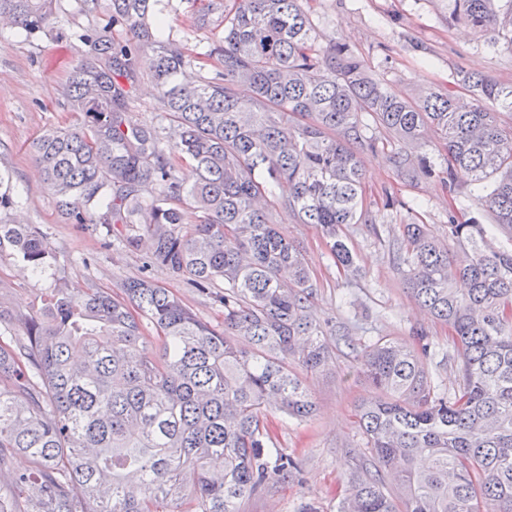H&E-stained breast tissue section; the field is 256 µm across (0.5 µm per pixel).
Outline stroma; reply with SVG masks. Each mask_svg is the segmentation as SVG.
I'll return each instance as SVG.
<instances>
[{
  "label": "stroma",
  "instance_id": "35a3bbf8",
  "mask_svg": "<svg viewBox=\"0 0 512 512\" xmlns=\"http://www.w3.org/2000/svg\"><path fill=\"white\" fill-rule=\"evenodd\" d=\"M59 5L54 32L27 34L0 26V173L5 176L0 189L12 199L10 207L0 210V221L39 227L52 252L45 272L38 275L12 258L0 260V306L25 312L60 283L75 293L88 288L114 290L126 279L147 275L201 319L222 325L221 309L186 279L158 268L145 269L144 253L121 247L106 237L104 229L65 223L53 195L37 177L33 142L47 131L75 129L83 123L81 113L64 103L60 89L86 51L76 33L90 19L73 14L72 0H59ZM307 6L324 38L347 43L397 94L450 90L470 102L473 93L459 82L466 72L512 83V51L489 47L450 24L447 0H307ZM160 7L161 39L195 50L211 37V27L192 25L190 0H161ZM58 30L63 31V39L55 38ZM130 110L139 121L160 119L159 93L148 63L140 65ZM363 165L365 203L375 221L345 228L355 268L346 271L337 264L313 225L295 223L282 214L276 217L283 234L300 246L317 281V316H343L347 337L339 342L335 369L307 378L317 405L313 418L302 423L281 414L272 418L277 447L303 463L302 481L271 484L243 499L240 512H337L345 474L369 456L354 422V409L373 391L352 364L354 348L369 338L396 336L409 341L414 331L425 330L441 347L430 360V369L445 387L456 384L448 328L433 322L410 297L393 265L392 244L400 225L413 221L429 225L435 236L444 238L449 213H456L463 223L481 220L476 203L481 191L461 171L455 177L453 199L435 177L405 185L381 152L364 155Z\"/></svg>",
  "mask_w": 512,
  "mask_h": 512
}]
</instances>
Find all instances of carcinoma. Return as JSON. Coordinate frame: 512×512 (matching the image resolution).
Wrapping results in <instances>:
<instances>
[{
	"label": "carcinoma",
	"instance_id": "obj_1",
	"mask_svg": "<svg viewBox=\"0 0 512 512\" xmlns=\"http://www.w3.org/2000/svg\"><path fill=\"white\" fill-rule=\"evenodd\" d=\"M57 2L0 0V17L40 31ZM157 2L107 0L106 22L78 34L87 52L61 93L83 126L43 134L33 157L67 223L146 250V266L223 307L224 328L149 277L115 293L53 288L25 313L0 306V512H238L297 477L268 418L315 414L298 371L335 366L340 327L314 314L316 282L273 214L313 225L354 266L343 230L375 223L363 153L387 152L404 184L436 175L451 193L466 170L490 186L478 198L485 216L512 230V127L502 124L512 84L462 75L485 106L452 92L400 98L347 44L319 46L304 0H204L196 24L224 33L206 53L214 69L189 77L186 48L154 33ZM448 20L512 51V0H448ZM144 54L179 132L172 144L129 112ZM431 134L446 147L440 169L425 153ZM279 184L287 197L274 196ZM184 202L199 212L192 226ZM450 238L467 243V260ZM448 239L404 224L395 263L413 300L451 331L456 388L433 379L423 331L415 348L384 336L356 351L375 392L355 411L370 466L356 465L338 512H512V249L451 210ZM5 256L38 274L50 247L39 229L0 221ZM218 281L224 289L210 290ZM17 455L28 469L13 467Z\"/></svg>",
	"mask_w": 512,
	"mask_h": 512
}]
</instances>
